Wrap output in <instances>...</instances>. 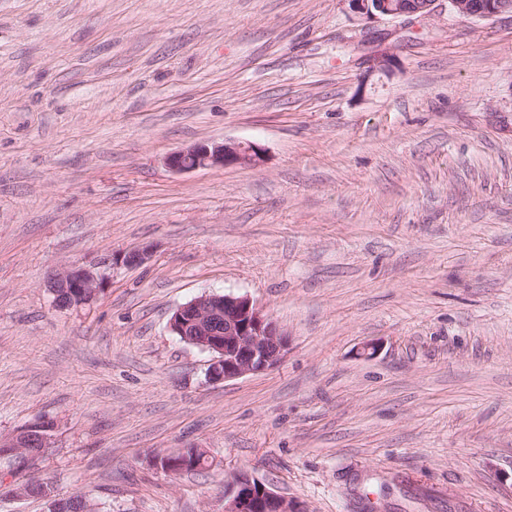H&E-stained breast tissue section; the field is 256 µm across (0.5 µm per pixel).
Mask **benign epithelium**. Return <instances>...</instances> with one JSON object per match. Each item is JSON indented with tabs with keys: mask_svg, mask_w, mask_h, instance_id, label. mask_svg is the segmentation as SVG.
Wrapping results in <instances>:
<instances>
[{
	"mask_svg": "<svg viewBox=\"0 0 512 512\" xmlns=\"http://www.w3.org/2000/svg\"><path fill=\"white\" fill-rule=\"evenodd\" d=\"M362 17L412 19L431 14L437 0H344ZM452 9L468 18H490L512 13V0H448ZM259 151L249 143H198L170 153L165 163L176 172L203 167L256 166ZM147 247L113 259V263L138 266L149 256ZM101 276L86 268L67 269L53 275L48 288L59 308L80 306L97 293ZM170 328L183 341L211 355L206 371L212 382H225L258 373L279 364L287 339L250 298L235 294H203L178 307ZM54 423L40 421L0 437V449L19 462L52 445ZM224 512H305L250 474H233L224 495Z\"/></svg>",
	"mask_w": 512,
	"mask_h": 512,
	"instance_id": "1",
	"label": "benign epithelium"
}]
</instances>
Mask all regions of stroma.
<instances>
[{
    "mask_svg": "<svg viewBox=\"0 0 512 512\" xmlns=\"http://www.w3.org/2000/svg\"><path fill=\"white\" fill-rule=\"evenodd\" d=\"M223 141L261 163H164ZM73 265L101 287L56 307ZM205 293L281 363L208 381L170 328ZM43 419L26 477L112 512H224L240 470L305 512H512V14L0 0V434ZM101 276L86 268H72L53 275L48 282L52 302L59 308L80 306L97 293ZM65 298H70L67 301Z\"/></svg>",
    "mask_w": 512,
    "mask_h": 512,
    "instance_id": "stroma-1",
    "label": "stroma"
}]
</instances>
